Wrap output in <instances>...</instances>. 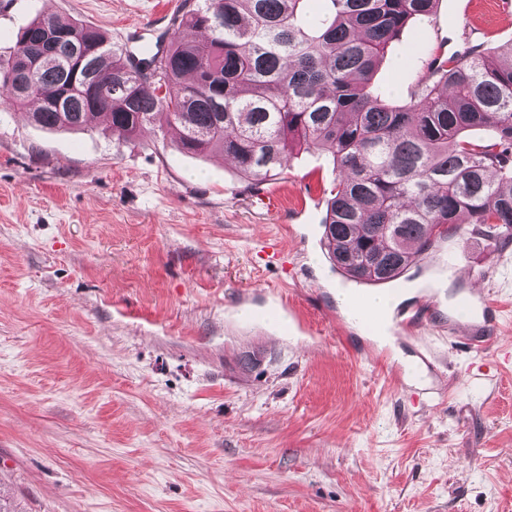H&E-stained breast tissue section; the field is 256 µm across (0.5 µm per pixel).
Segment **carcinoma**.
I'll return each instance as SVG.
<instances>
[{
  "label": "carcinoma",
  "mask_w": 512,
  "mask_h": 512,
  "mask_svg": "<svg viewBox=\"0 0 512 512\" xmlns=\"http://www.w3.org/2000/svg\"><path fill=\"white\" fill-rule=\"evenodd\" d=\"M198 0L176 30L138 58L99 29L42 17L16 34L34 70L0 58V94L50 130L94 118L132 138L179 129L178 148L233 159L257 184L294 147L332 150L341 178L325 199L323 243L334 267L366 284L400 278L434 240L474 224L512 241V42L429 63L409 102L372 90L375 69L437 0ZM162 70L152 93L148 69ZM91 73L112 97L74 93ZM494 141L475 145L467 132Z\"/></svg>",
  "instance_id": "carcinoma-1"
}]
</instances>
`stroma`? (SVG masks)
Wrapping results in <instances>:
<instances>
[{
	"mask_svg": "<svg viewBox=\"0 0 512 512\" xmlns=\"http://www.w3.org/2000/svg\"><path fill=\"white\" fill-rule=\"evenodd\" d=\"M197 0H0V55L56 15L131 49ZM512 41L484 6L407 26L373 80L406 102L432 55ZM103 121L46 130L0 99V485L19 512H512V244L438 240L401 279L433 325L378 347L322 242L339 173L231 161ZM484 269L472 283L467 268ZM473 291L485 350L450 334ZM257 363L244 365L249 354ZM421 382L392 381L405 362Z\"/></svg>",
	"mask_w": 512,
	"mask_h": 512,
	"instance_id": "35a3bbf8",
	"label": "stroma"
}]
</instances>
